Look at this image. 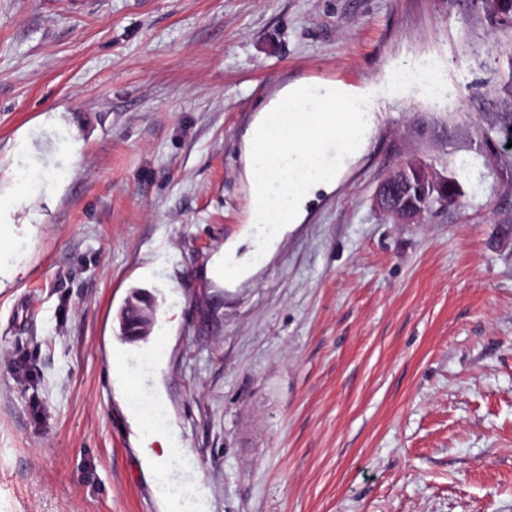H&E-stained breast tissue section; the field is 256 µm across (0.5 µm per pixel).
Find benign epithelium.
Instances as JSON below:
<instances>
[{
    "label": "benign epithelium",
    "mask_w": 512,
    "mask_h": 512,
    "mask_svg": "<svg viewBox=\"0 0 512 512\" xmlns=\"http://www.w3.org/2000/svg\"><path fill=\"white\" fill-rule=\"evenodd\" d=\"M448 194V181L433 176L427 167L410 161L392 172L375 197V207L393 216L400 224L418 221L425 209L408 202L413 196H424L433 190ZM156 323V303L150 296H142L130 304L122 318L124 338L137 341L146 338Z\"/></svg>",
    "instance_id": "1"
}]
</instances>
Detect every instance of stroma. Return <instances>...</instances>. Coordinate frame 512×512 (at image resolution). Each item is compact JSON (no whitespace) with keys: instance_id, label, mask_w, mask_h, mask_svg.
I'll return each mask as SVG.
<instances>
[{"instance_id":"1","label":"stroma","mask_w":512,"mask_h":512,"mask_svg":"<svg viewBox=\"0 0 512 512\" xmlns=\"http://www.w3.org/2000/svg\"><path fill=\"white\" fill-rule=\"evenodd\" d=\"M418 62L444 85L388 96ZM302 79L376 87L374 127L223 282L243 136ZM511 119L469 0H0V512H170L132 403L200 512H512ZM409 160L458 204L377 210ZM156 323V303L151 296H142L122 318L124 338L137 341L146 338Z\"/></svg>"}]
</instances>
